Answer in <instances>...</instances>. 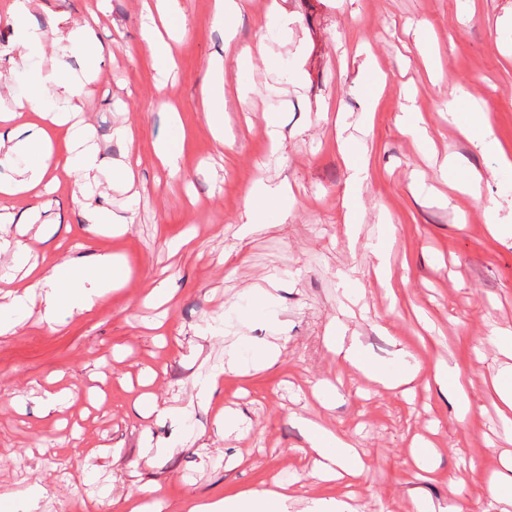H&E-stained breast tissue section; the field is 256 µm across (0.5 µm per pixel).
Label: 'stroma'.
I'll return each instance as SVG.
<instances>
[{"label":"stroma","instance_id":"35a3bbf8","mask_svg":"<svg viewBox=\"0 0 512 512\" xmlns=\"http://www.w3.org/2000/svg\"><path fill=\"white\" fill-rule=\"evenodd\" d=\"M270 0H248L234 20L239 45L264 42L246 99L237 97L233 62L224 64V125L233 140L217 146L199 105L207 61L224 35L213 0H180L191 28L174 46L178 67L156 86L142 46L143 0H41L47 26L59 16L81 22L96 12V55L70 58L97 70L84 118L100 151L131 163L135 196H98L114 212L132 208L117 237L80 223L73 187L59 176L36 205L14 202L28 225L32 256L75 251L81 263L117 255L126 276L110 302L49 326L40 289L13 333L0 336V495L45 493L30 512H126L140 484L160 488L161 512H182L190 498L234 495L288 483L304 512L316 499L364 512H412L431 500L442 512L449 483L481 498L490 512L492 479L512 455V426L499 414L493 382L512 352L489 343L512 331V237L493 235L485 208L496 204L512 225V0H285L287 27L265 26ZM426 32L429 46L418 45ZM465 95L485 113L501 155L481 151L449 123L444 103ZM420 112L429 149L406 134L400 117ZM277 113L284 135L269 154L265 117ZM345 132L337 134L336 119ZM180 121L182 171L170 175L152 144ZM127 126L133 139L113 140ZM363 154L356 232L345 222L348 188L338 137ZM482 172L480 196L449 191L440 178L448 157ZM288 188L287 217L251 234L242 224L255 182ZM193 235L189 249L169 242ZM389 238L390 284L376 273L372 243ZM279 280L269 307L254 289ZM165 284L167 314L145 303ZM356 338L382 368L410 351L422 369L411 396L365 378L334 355V328ZM279 347L269 368L227 372L211 401L201 381L237 348ZM458 372L472 402L467 415L433 379L436 365ZM76 387V400L44 401L52 381ZM152 401L171 410L155 420ZM236 416L227 431L218 416ZM341 434L364 464L358 481L313 476L303 420ZM433 442L431 472L414 464L417 439Z\"/></svg>","mask_w":512,"mask_h":512}]
</instances>
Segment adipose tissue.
Masks as SVG:
<instances>
[{"instance_id":"ef3b65f1","label":"adipose tissue","mask_w":512,"mask_h":512,"mask_svg":"<svg viewBox=\"0 0 512 512\" xmlns=\"http://www.w3.org/2000/svg\"><path fill=\"white\" fill-rule=\"evenodd\" d=\"M35 8V0H13L10 15L17 66L26 74L31 90L14 98L8 109L0 111V162L12 166L11 177L0 181V253L10 254L15 269L24 271L34 287L43 290V319L52 325L62 317L88 313L109 302L113 290L122 282V274L111 254L99 255L88 272L80 270L68 257L60 258L47 271L30 264L28 245L3 233L4 227L14 222L13 199L40 196L54 181L56 170H63L81 194L79 212L84 222L118 236L125 232L129 215L99 207L94 193L105 180L112 187L130 190L134 176L131 168L101 154L89 125L79 119L87 87L96 80L97 73L92 69L75 70L66 58L96 49L94 26L71 25L61 18L52 27L41 29L30 23ZM154 8L157 17L143 23L142 35L151 67L161 82L177 67L171 37L185 36L189 28L179 0H155ZM47 43L55 46L59 55L46 67L40 53ZM225 57L221 50L212 54L208 77L200 93L202 110L214 140L219 143L224 140ZM47 86L54 90V101H47L41 94ZM19 112L29 113L31 117L30 134L24 142L7 127L8 121ZM332 350L342 361L389 389L408 385L419 370L415 360L405 356L394 370L381 369L369 359L359 342H348L341 336L333 337ZM304 427L307 444L315 455V472L321 479L350 480L359 476L361 462L355 448L316 423L308 421ZM291 499L287 485L278 484L228 497L192 499L184 508L186 512H288Z\"/></svg>"}]
</instances>
